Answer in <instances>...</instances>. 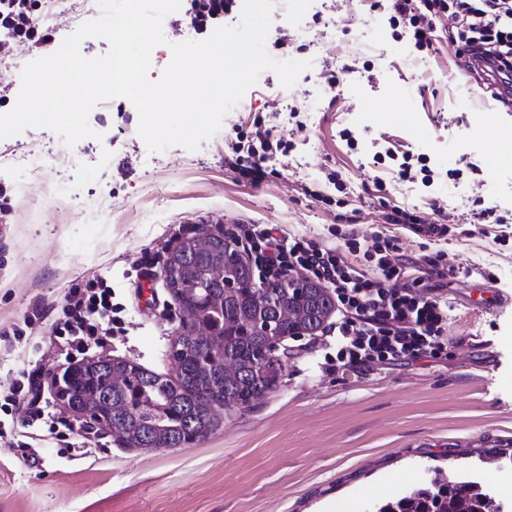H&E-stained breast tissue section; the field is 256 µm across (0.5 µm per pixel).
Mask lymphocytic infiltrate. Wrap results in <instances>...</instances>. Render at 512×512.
Masks as SVG:
<instances>
[{
  "label": "lymphocytic infiltrate",
  "instance_id": "obj_1",
  "mask_svg": "<svg viewBox=\"0 0 512 512\" xmlns=\"http://www.w3.org/2000/svg\"><path fill=\"white\" fill-rule=\"evenodd\" d=\"M390 22L401 25L415 44L431 48L430 36L442 13L452 12L464 54H475L512 73V0H389ZM224 165L253 185L270 175L268 161L285 152L263 120L250 131L235 130L225 140ZM232 241L246 242L254 257L258 281L269 284L296 273L330 289L339 312L334 331L336 351L325 354L327 364L364 370L397 361L439 360L448 355V303L406 284L410 264L397 236L374 231L361 240L346 232L342 243L297 236H278L266 224H242ZM126 328L114 315L112 287L107 276L72 284L49 324L51 340L68 359L86 354ZM1 410L22 412V428L0 439L22 459L34 451L25 434H38L74 450L81 442L72 425L57 417L43 400L34 372L24 373L4 396Z\"/></svg>",
  "mask_w": 512,
  "mask_h": 512
}]
</instances>
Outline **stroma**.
Returning a JSON list of instances; mask_svg holds the SVG:
<instances>
[{
	"instance_id": "35a3bbf8",
	"label": "stroma",
	"mask_w": 512,
	"mask_h": 512,
	"mask_svg": "<svg viewBox=\"0 0 512 512\" xmlns=\"http://www.w3.org/2000/svg\"><path fill=\"white\" fill-rule=\"evenodd\" d=\"M452 25L442 17L421 52L391 25L386 0H275L268 38L286 46L269 54L311 69L289 89L263 72L198 150L149 152L135 107L116 98L91 111L96 135L76 143L80 166L34 181L0 164V390L38 372L44 400L67 419L52 377L68 362L47 322L18 343L1 332L33 311L50 313L74 281L107 275L125 309L127 333L89 359L124 358L171 376L180 311L162 268H135L141 251L243 223L328 243L379 227L417 259L434 242L386 223L390 206L429 222L439 205L457 227L446 245L456 274L444 283L422 276L448 299L447 358L339 373L322 365L332 327L324 322L282 342L276 389L220 408L218 429L191 446L128 448L79 420L81 456L37 438L34 460L20 463L0 444V512H369L376 498L438 470L512 480V223L472 218L486 207L512 212V168L487 162L496 135L512 137V103L459 67ZM12 49L0 96L13 101L24 65L52 49L20 40ZM258 117L290 149L272 161L280 176L255 187L225 168L224 140ZM405 153L417 171L411 183L395 174ZM334 171L342 186L329 181ZM475 284L490 312H473Z\"/></svg>"
}]
</instances>
